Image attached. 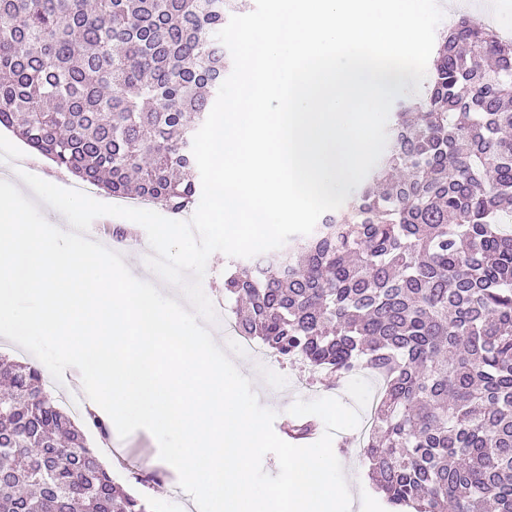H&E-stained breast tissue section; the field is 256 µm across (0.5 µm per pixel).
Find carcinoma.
I'll list each match as a JSON object with an SVG mask.
<instances>
[{
  "mask_svg": "<svg viewBox=\"0 0 512 512\" xmlns=\"http://www.w3.org/2000/svg\"><path fill=\"white\" fill-rule=\"evenodd\" d=\"M238 0H0V126L81 180L174 213L232 60ZM512 41L467 16L395 112L359 196L224 297L275 355L386 382L364 455L390 512H512ZM0 512H149L39 368L0 360Z\"/></svg>",
  "mask_w": 512,
  "mask_h": 512,
  "instance_id": "carcinoma-1",
  "label": "carcinoma"
}]
</instances>
